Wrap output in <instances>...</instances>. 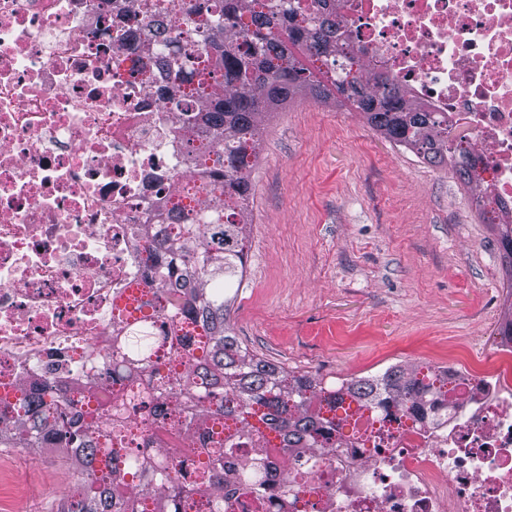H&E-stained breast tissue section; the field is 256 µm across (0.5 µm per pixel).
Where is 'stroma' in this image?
I'll return each mask as SVG.
<instances>
[{
	"mask_svg": "<svg viewBox=\"0 0 512 512\" xmlns=\"http://www.w3.org/2000/svg\"><path fill=\"white\" fill-rule=\"evenodd\" d=\"M246 274L230 323L251 351L327 381L460 367L495 348L505 270L452 171L359 112L296 97L264 121ZM76 471L55 449L0 448V512H62Z\"/></svg>",
	"mask_w": 512,
	"mask_h": 512,
	"instance_id": "35a3bbf8",
	"label": "stroma"
}]
</instances>
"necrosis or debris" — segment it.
<instances>
[{
    "label": "necrosis or debris",
    "mask_w": 512,
    "mask_h": 512,
    "mask_svg": "<svg viewBox=\"0 0 512 512\" xmlns=\"http://www.w3.org/2000/svg\"><path fill=\"white\" fill-rule=\"evenodd\" d=\"M335 14L353 74L384 71L447 116L475 159L485 223L512 221V0H312ZM143 0H0V423L35 384L85 407L126 393L110 338L129 296L166 318L151 245L159 217L210 198L189 147L224 140L158 90ZM126 447L195 457L200 421L127 404ZM304 485L266 488L288 512H512V337L470 360L427 421L372 422L334 448L278 454Z\"/></svg>",
    "instance_id": "1"
}]
</instances>
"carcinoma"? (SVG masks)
I'll return each instance as SVG.
<instances>
[{"instance_id": "cac0c4a2", "label": "carcinoma", "mask_w": 512, "mask_h": 512, "mask_svg": "<svg viewBox=\"0 0 512 512\" xmlns=\"http://www.w3.org/2000/svg\"><path fill=\"white\" fill-rule=\"evenodd\" d=\"M248 0H159L153 11L169 16L147 38L149 48L165 47L161 68L181 83L203 93L205 123L224 136V163L210 172L216 200L201 222L183 214L170 215L172 234L156 256L164 271L169 329L158 336L152 325L137 322L112 337L121 352L115 369L137 387L141 397L162 408L165 394L139 381L151 364L153 350L168 345L169 379L178 386L184 408L210 421L209 444L190 463L179 466L164 457H143L125 448L110 449L100 458L97 437L105 434L124 443L130 433L125 402L112 407L98 423L59 411L46 390L30 393L24 413L11 428H0V448H58L83 476L84 486L67 512H113L115 501L152 493L154 512H182L183 501L195 491H210L215 512H230L224 495V458L248 448L254 459L242 473L238 497L257 512L269 508L260 487L288 485V473L261 469L271 449L299 452L327 444L336 431V413L352 417L351 403L368 408L383 421H393L396 408L423 420L435 401L448 392V371L395 365L371 377L326 382L288 370L244 347L229 321L232 302L242 280L226 272L244 266L249 241L248 200L252 189L248 162L268 111L298 95L316 101L334 98L353 105L385 139L405 148L427 164L449 168L461 185L472 187L471 166L459 159L448 122L419 105H410L399 86L381 75L375 81L343 76L354 57L336 38L338 23L309 16L302 0H269L265 9H247ZM205 14L189 36L171 39L174 20ZM303 48L312 62H324L326 81L313 82L298 65L294 49ZM499 248L512 270V223L500 224Z\"/></svg>"}]
</instances>
